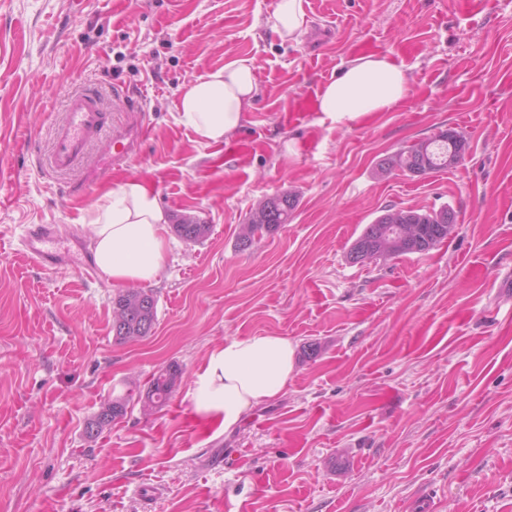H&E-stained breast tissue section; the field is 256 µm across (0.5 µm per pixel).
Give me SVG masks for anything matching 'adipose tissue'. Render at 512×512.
I'll use <instances>...</instances> for the list:
<instances>
[{
    "label": "adipose tissue",
    "mask_w": 512,
    "mask_h": 512,
    "mask_svg": "<svg viewBox=\"0 0 512 512\" xmlns=\"http://www.w3.org/2000/svg\"><path fill=\"white\" fill-rule=\"evenodd\" d=\"M408 91L407 73L393 59L362 56L323 88L317 107L334 114L382 112ZM257 92L252 60L237 59L184 86L178 121L205 143L224 142ZM167 222L154 190L139 180L120 183L104 195L92 221L91 247L113 288L158 278L167 260ZM294 367V345L285 336H251L217 347L193 382L194 411L201 420L232 427L254 404L281 396Z\"/></svg>",
    "instance_id": "obj_1"
}]
</instances>
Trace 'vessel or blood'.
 Instances as JSON below:
<instances>
[{"label":"vessel or blood","mask_w":512,"mask_h":512,"mask_svg":"<svg viewBox=\"0 0 512 512\" xmlns=\"http://www.w3.org/2000/svg\"><path fill=\"white\" fill-rule=\"evenodd\" d=\"M111 115L102 108L98 98L89 92L74 94L68 101L63 123L53 138L48 166L56 173H65L74 169L84 158L90 146H97L101 161L90 171L93 181L109 177L112 163L118 160L113 152L110 130ZM79 237H72L69 246H59L57 228L52 224L29 225L21 238L22 251L36 267L44 270H58L63 266L79 263L84 271H91L88 257L74 259L72 250L80 246Z\"/></svg>","instance_id":"b4317fda"}]
</instances>
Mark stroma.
Segmentation results:
<instances>
[{
	"mask_svg": "<svg viewBox=\"0 0 512 512\" xmlns=\"http://www.w3.org/2000/svg\"><path fill=\"white\" fill-rule=\"evenodd\" d=\"M277 0H0V512H512V0H303L293 40ZM406 70L407 95L351 118L318 95L357 57ZM252 59L258 95L227 142L177 120L181 88ZM98 91L112 128L147 138L110 176L99 153L46 167L71 95ZM462 160L410 178L385 159L441 130ZM151 186L169 216L151 336L118 343L101 275L46 271L26 225L91 236L102 196ZM297 200L249 250L267 198ZM451 206L424 254L363 264L348 251L384 210ZM210 227L198 242L174 224ZM285 336L284 394L231 429L198 421L191 391L215 348ZM181 375L146 414L135 394ZM127 401L97 439L100 407ZM305 24L303 0H278L273 13V27L282 38H295ZM296 205V198L288 193L266 199L258 209L250 213L248 224H244L239 237V247L242 250L248 249L256 237L278 230L281 224H288Z\"/></svg>",
	"mask_w": 512,
	"mask_h": 512,
	"instance_id": "1",
	"label": "stroma"
}]
</instances>
